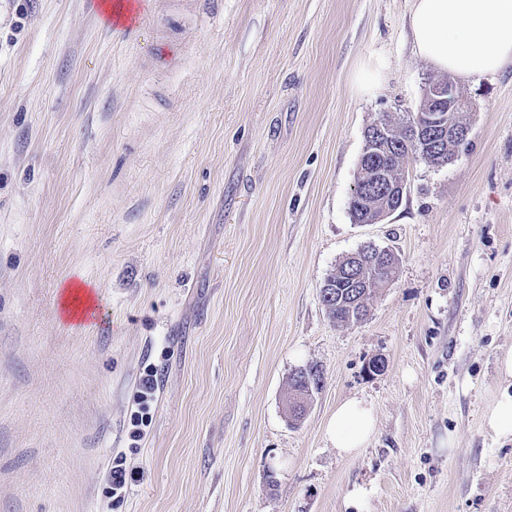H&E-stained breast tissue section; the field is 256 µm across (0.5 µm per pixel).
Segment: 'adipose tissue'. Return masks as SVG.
<instances>
[{"instance_id":"ef3b65f1","label":"adipose tissue","mask_w":512,"mask_h":512,"mask_svg":"<svg viewBox=\"0 0 512 512\" xmlns=\"http://www.w3.org/2000/svg\"><path fill=\"white\" fill-rule=\"evenodd\" d=\"M409 29L415 51L436 69L462 80L512 66V0H413ZM371 404H337L328 435L337 453L352 456L375 431Z\"/></svg>"}]
</instances>
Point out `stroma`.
I'll list each match as a JSON object with an SVG mask.
<instances>
[{"label":"stroma","mask_w":512,"mask_h":512,"mask_svg":"<svg viewBox=\"0 0 512 512\" xmlns=\"http://www.w3.org/2000/svg\"><path fill=\"white\" fill-rule=\"evenodd\" d=\"M411 6L160 0L127 36L96 0H0V512H512V439L484 424L512 350V69L457 82L458 158L405 163L380 223L349 210L366 128L440 77ZM366 245L396 277L336 323L321 288ZM72 281L90 320L61 312ZM350 397L377 431L342 457ZM386 59L381 55H371L364 59L353 75V89L362 97L375 95L383 86L387 73ZM376 416L371 404L349 398L336 405L329 422L328 435L340 456H353L375 431Z\"/></svg>","instance_id":"35a3bbf8"}]
</instances>
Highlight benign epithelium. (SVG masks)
<instances>
[{"label":"benign epithelium","instance_id":"benign-epithelium-1","mask_svg":"<svg viewBox=\"0 0 512 512\" xmlns=\"http://www.w3.org/2000/svg\"><path fill=\"white\" fill-rule=\"evenodd\" d=\"M423 98L430 104L429 117L416 120L403 130L402 139L397 141L390 126L383 121L376 122L367 133L368 148L360 158L354 194L366 202L370 215L363 218V224H376L394 210L404 197L405 180L397 181L387 167V161L395 152H403L413 145H421L435 153L443 151L448 142L462 143L467 140L468 127L459 126L443 114L452 109L455 112L467 111L470 102L456 94L447 81H430L424 86ZM350 263L346 277L350 283L349 297L361 315L360 303L365 296L364 287L368 278L364 269L369 268L381 278V283L391 282L396 273L395 257L385 250L365 246L349 255Z\"/></svg>","mask_w":512,"mask_h":512}]
</instances>
